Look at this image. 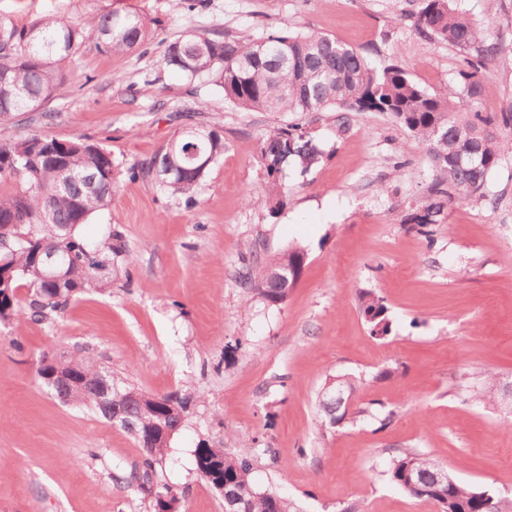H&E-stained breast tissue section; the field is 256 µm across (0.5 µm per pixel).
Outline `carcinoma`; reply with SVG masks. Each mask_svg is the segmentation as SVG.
Instances as JSON below:
<instances>
[{
  "mask_svg": "<svg viewBox=\"0 0 512 512\" xmlns=\"http://www.w3.org/2000/svg\"><path fill=\"white\" fill-rule=\"evenodd\" d=\"M454 0H421L417 29L430 40L461 49L482 43V27L453 7ZM151 36L149 21L137 12L101 14L64 20L44 18L17 30L0 25V117L31 110L32 101L48 98L61 79V64L71 59L89 40L114 54L141 47ZM488 50L467 61L473 72L465 75L461 89L443 87L430 91L401 67L370 66L356 49L327 35L288 30L260 36L234 37L221 31L186 32L169 43L163 64L187 78H204L224 93V100L254 112H324L345 116L359 112H386L414 136L434 172L431 199L421 213L412 216L419 232L441 221L444 209L455 202L483 197L488 177L498 165L495 119L478 110L481 93L476 71L486 66ZM42 150L30 151L33 140ZM164 145L149 160L133 164L127 172L171 196L187 195L202 182L224 155V138L205 126H191ZM323 159L314 139L299 124L270 132L259 147L265 172L262 192L252 202L284 205L280 183L290 165L309 171ZM121 164L112 152L87 139L59 140L46 135L25 139L0 138V269L12 278L0 286V327L13 325L22 314L40 321L61 313L70 301L88 288L112 287V267L129 258L123 233L112 230L101 244H92L80 233L93 214L108 207L115 192ZM55 251L76 268V277L64 287L45 275L43 251ZM305 253L290 247L269 267L250 277V291L269 305H280L301 278ZM292 268L283 278L285 268ZM27 289L22 300L18 290ZM360 309L370 336L381 339L391 332L388 307L370 290L360 295ZM43 354L37 376L61 370L76 387L54 389L67 404L98 412L114 426L130 434L142 448V475L131 473L118 481L150 498L153 512H176L174 490L151 475L162 465L171 440L182 427L188 396L146 394L88 352L80 351L47 364ZM112 391L105 392V384ZM498 377L485 375L475 400L488 406L499 402ZM321 427L332 428L349 414L346 406L319 398ZM247 447L235 454L213 448L201 440L194 450L199 476L210 486L224 485V512H291L288 500L272 490L258 488L251 478L252 456ZM437 463L415 448L393 456L389 480L408 495L433 500L442 512L454 507L481 512L484 490L457 480L434 488L432 473Z\"/></svg>",
  "mask_w": 512,
  "mask_h": 512,
  "instance_id": "cac0c4a2",
  "label": "carcinoma"
}]
</instances>
